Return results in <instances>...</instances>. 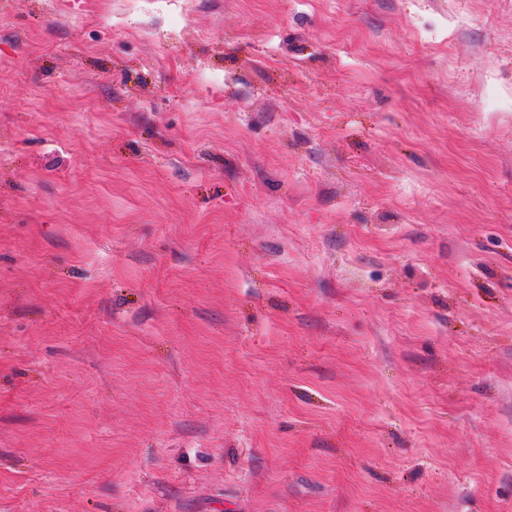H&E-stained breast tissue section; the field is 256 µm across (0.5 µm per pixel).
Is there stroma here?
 I'll return each mask as SVG.
<instances>
[{
    "label": "stroma",
    "instance_id": "stroma-1",
    "mask_svg": "<svg viewBox=\"0 0 512 512\" xmlns=\"http://www.w3.org/2000/svg\"><path fill=\"white\" fill-rule=\"evenodd\" d=\"M0 512H512V0H0Z\"/></svg>",
    "mask_w": 512,
    "mask_h": 512
}]
</instances>
